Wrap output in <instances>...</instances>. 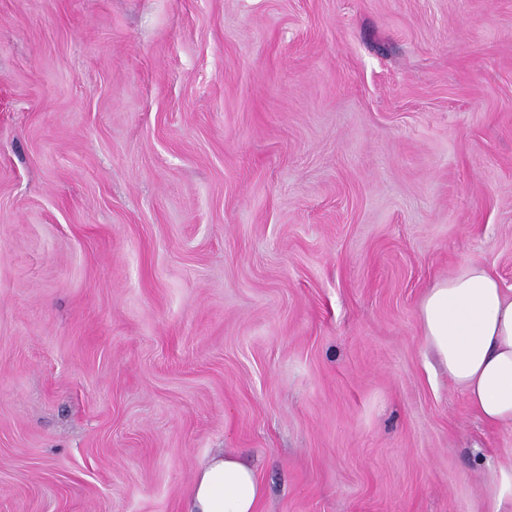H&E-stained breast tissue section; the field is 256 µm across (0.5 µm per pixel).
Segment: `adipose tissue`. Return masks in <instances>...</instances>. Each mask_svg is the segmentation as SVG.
Wrapping results in <instances>:
<instances>
[{
  "instance_id": "ef3b65f1",
  "label": "adipose tissue",
  "mask_w": 512,
  "mask_h": 512,
  "mask_svg": "<svg viewBox=\"0 0 512 512\" xmlns=\"http://www.w3.org/2000/svg\"><path fill=\"white\" fill-rule=\"evenodd\" d=\"M419 319L426 345L475 413L512 426V290L469 262L429 290ZM263 498L255 469L219 451L197 468L186 512H260Z\"/></svg>"
}]
</instances>
